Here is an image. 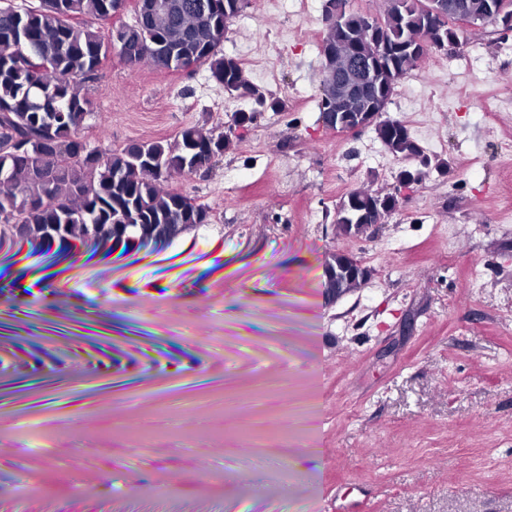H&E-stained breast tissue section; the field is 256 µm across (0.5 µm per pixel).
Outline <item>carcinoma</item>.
<instances>
[{
    "instance_id": "carcinoma-1",
    "label": "carcinoma",
    "mask_w": 512,
    "mask_h": 512,
    "mask_svg": "<svg viewBox=\"0 0 512 512\" xmlns=\"http://www.w3.org/2000/svg\"><path fill=\"white\" fill-rule=\"evenodd\" d=\"M166 6L142 15L135 25L105 30L94 26L118 13L125 0H39V4L0 6V244L13 225L45 242L74 228L104 225L103 239H126L137 247L171 243L206 226L209 209L168 186L175 176L208 170L231 144L229 135L203 125L183 127L171 140H135L118 149L89 150L79 128L90 101L82 83L97 75L113 35L129 48L120 59L131 70L144 67L182 71L191 63L208 65L218 83L242 93L253 108L248 118L280 103L253 82L236 58L219 53L228 23L247 0H164ZM497 0H438L445 19L427 9V0H382L376 26L323 22L321 44L362 59L387 50L373 71L384 93L376 105L368 98L319 102L328 109L369 121L386 111L400 81L432 50L459 45L457 9ZM385 150L402 163L400 185L421 180L423 170L445 167L432 160L401 121L375 126ZM400 201L391 193L359 188L336 205L337 230L364 234V224H383ZM321 287L327 297L351 292L360 282L346 273L344 253H330Z\"/></svg>"
}]
</instances>
